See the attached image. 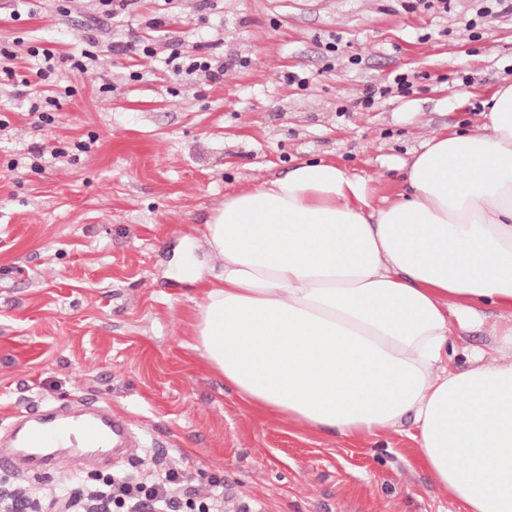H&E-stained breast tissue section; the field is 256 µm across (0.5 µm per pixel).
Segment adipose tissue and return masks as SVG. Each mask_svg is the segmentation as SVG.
Segmentation results:
<instances>
[{"label":"adipose tissue","instance_id":"obj_1","mask_svg":"<svg viewBox=\"0 0 512 512\" xmlns=\"http://www.w3.org/2000/svg\"><path fill=\"white\" fill-rule=\"evenodd\" d=\"M481 105L396 159L409 193L319 159L225 196L192 349L257 418L345 436L412 420L461 512H512V83ZM483 304L509 323L459 368L449 338Z\"/></svg>","mask_w":512,"mask_h":512}]
</instances>
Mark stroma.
Returning <instances> with one entry per match:
<instances>
[{"instance_id":"stroma-1","label":"stroma","mask_w":512,"mask_h":512,"mask_svg":"<svg viewBox=\"0 0 512 512\" xmlns=\"http://www.w3.org/2000/svg\"><path fill=\"white\" fill-rule=\"evenodd\" d=\"M481 6L173 0V48L146 26L156 0L114 19L98 0H0V46L17 74L29 46L59 59L51 123L29 114L20 83H0V429L88 394L144 442L110 467L71 451L46 478L7 472L12 489L45 504L73 473L88 491L100 476L172 470V500L219 494L224 512H459L418 463L411 422L346 437L254 418L191 343L197 280L222 267L204 228L227 193L319 158L370 176L382 193L404 191L387 160L429 132L481 122V100L512 82V11L481 18ZM148 39L154 55L129 51ZM175 49L185 63L208 55L217 74H174ZM84 52L93 62L72 68ZM396 71L413 74L410 92L361 109L365 91ZM291 72L308 86L288 84ZM58 149L64 157L52 158ZM36 150L47 155L39 170ZM188 252L194 280L178 275ZM499 320L486 307L456 329V366L494 348Z\"/></svg>"}]
</instances>
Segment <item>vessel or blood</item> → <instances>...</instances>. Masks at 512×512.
Masks as SVG:
<instances>
[{
    "instance_id": "obj_1",
    "label": "vessel or blood",
    "mask_w": 512,
    "mask_h": 512,
    "mask_svg": "<svg viewBox=\"0 0 512 512\" xmlns=\"http://www.w3.org/2000/svg\"><path fill=\"white\" fill-rule=\"evenodd\" d=\"M82 402L76 413L65 404L44 407L39 418L12 434L14 447L37 467L69 448L92 449L95 464L110 460L113 445L130 443L129 424L98 398L86 396Z\"/></svg>"
}]
</instances>
